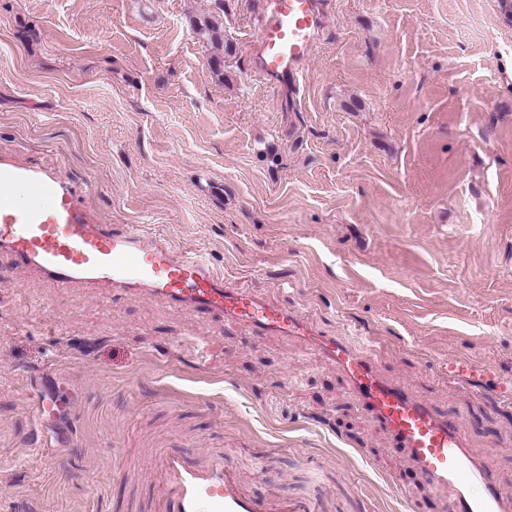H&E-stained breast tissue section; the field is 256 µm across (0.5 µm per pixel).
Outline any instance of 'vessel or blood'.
Segmentation results:
<instances>
[{
    "label": "vessel or blood",
    "mask_w": 512,
    "mask_h": 512,
    "mask_svg": "<svg viewBox=\"0 0 512 512\" xmlns=\"http://www.w3.org/2000/svg\"><path fill=\"white\" fill-rule=\"evenodd\" d=\"M264 2L257 75L298 86L317 46L322 0ZM19 180L29 184L35 205L18 208L4 191V184ZM0 255L62 288L84 284L150 297L239 324L257 340L305 337L345 375L362 413L407 453L429 492L444 498L448 512H512V491L500 486L472 453L463 422L384 377L374 344L318 335L302 314L226 280L203 251L175 249L135 224L115 230L99 223L90 209L76 203L72 185L57 175L55 166L0 159ZM29 409L40 429L66 413L55 395L40 389L33 390ZM150 465L158 485L155 512H320L314 499L254 495L220 451L156 448Z\"/></svg>",
    "instance_id": "b4317fda"
}]
</instances>
